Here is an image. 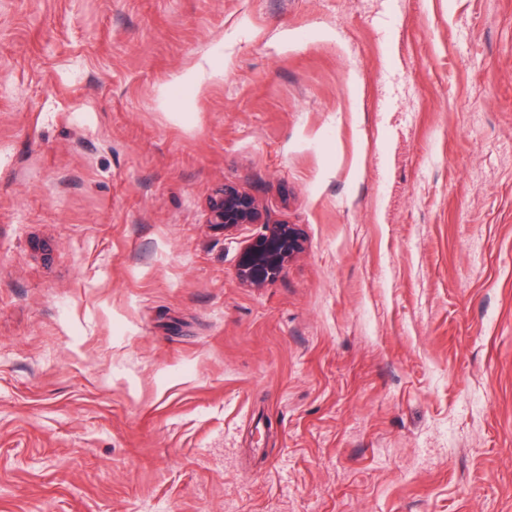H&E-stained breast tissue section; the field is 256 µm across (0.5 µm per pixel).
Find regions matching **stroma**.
I'll list each match as a JSON object with an SVG mask.
<instances>
[{
    "mask_svg": "<svg viewBox=\"0 0 512 512\" xmlns=\"http://www.w3.org/2000/svg\"><path fill=\"white\" fill-rule=\"evenodd\" d=\"M0 512H512V0H0ZM207 223L220 224L228 233L245 224H262L264 233L248 247L249 254L237 269L238 279L249 287L260 288L275 278L302 249L296 227L271 221L255 196L231 185L224 184L210 198Z\"/></svg>",
    "mask_w": 512,
    "mask_h": 512,
    "instance_id": "obj_1",
    "label": "stroma"
}]
</instances>
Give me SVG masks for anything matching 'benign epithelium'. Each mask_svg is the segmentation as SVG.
Wrapping results in <instances>:
<instances>
[{"label": "benign epithelium", "mask_w": 512, "mask_h": 512, "mask_svg": "<svg viewBox=\"0 0 512 512\" xmlns=\"http://www.w3.org/2000/svg\"><path fill=\"white\" fill-rule=\"evenodd\" d=\"M207 223L224 226L226 233L245 224L263 226L264 233L248 247L249 254L237 269L238 279L249 287L260 288L275 278L302 249L296 227L270 220L255 196L231 185H224L210 198Z\"/></svg>", "instance_id": "obj_1"}]
</instances>
